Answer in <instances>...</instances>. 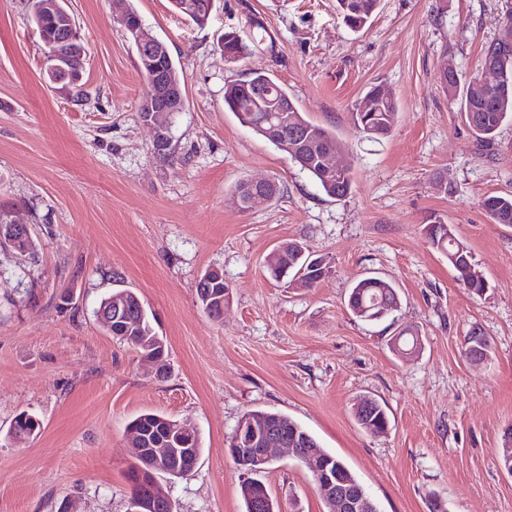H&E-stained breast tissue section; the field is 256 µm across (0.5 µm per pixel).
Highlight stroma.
I'll return each mask as SVG.
<instances>
[{
  "mask_svg": "<svg viewBox=\"0 0 512 512\" xmlns=\"http://www.w3.org/2000/svg\"><path fill=\"white\" fill-rule=\"evenodd\" d=\"M167 46L185 92L169 129L171 155L155 157L153 130L137 114L145 89L137 49L114 23L118 0H68L87 48L89 100L44 69L26 0H0V208L31 228L19 256L0 246V512H126L133 462L126 426L156 412L194 426V471L161 478L175 512H245L247 474L226 452L242 416L279 412L341 458L378 512H512V475L499 453L512 428V226L484 197L512 194V123L492 143L465 124L440 81L453 64L461 85L480 77L485 46L502 34L512 0H380L368 25L349 29L337 0H215L198 27L169 0H132ZM275 35L244 61L225 62L224 31L250 15ZM274 75L314 123L335 132L354 181L327 197L281 151L224 109V86ZM391 90L390 135L356 134L351 113L374 85ZM281 189L245 212L235 186ZM438 215L467 247L486 289L460 285L429 244ZM303 243L331 275L312 288L273 279L266 256ZM221 269L224 318L200 308L196 283ZM378 276L400 306L367 322L346 306L352 284ZM135 290L168 349L156 378L95 311ZM404 328L420 352L400 357L389 339ZM489 342L481 363L469 336ZM371 396L390 425L372 435L353 405ZM40 430L26 446L7 439L19 413ZM276 512H326L308 469L282 453L262 473Z\"/></svg>",
  "mask_w": 512,
  "mask_h": 512,
  "instance_id": "stroma-1",
  "label": "stroma"
}]
</instances>
